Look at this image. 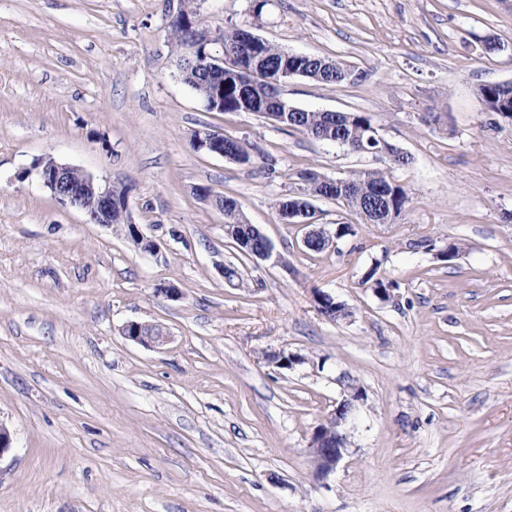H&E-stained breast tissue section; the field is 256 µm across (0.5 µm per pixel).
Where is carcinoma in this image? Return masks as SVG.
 <instances>
[{"mask_svg":"<svg viewBox=\"0 0 512 512\" xmlns=\"http://www.w3.org/2000/svg\"><path fill=\"white\" fill-rule=\"evenodd\" d=\"M171 39L180 54V71L183 81L202 100L210 102L216 112H245L249 109H266L278 116L276 123L302 133L314 140L337 143L347 150L361 151L383 149L372 135H380L372 116L365 112H318L310 110H289L288 102L276 100L267 94V89L282 80L304 77L312 81L340 85L348 80L350 69L342 63L321 56L305 58L291 56L288 52L261 39L249 37L252 26L232 25L222 34L224 62V93L219 100L212 97L213 84L208 76L196 69L189 53L194 39V29L178 17L168 21ZM482 105L490 111L512 114V94L486 84L478 88ZM302 196L288 195L277 201L284 223L289 224L288 208L308 207L315 199L326 197L343 204L359 217L364 224H373L372 210L385 208L389 222H394L406 210L410 201L407 189L394 180L386 171L352 173L330 183L320 180V174L302 170L297 174ZM224 198V233L232 240L241 253L246 250L239 240L250 236L248 221L235 198Z\"/></svg>","mask_w":512,"mask_h":512,"instance_id":"carcinoma-1","label":"carcinoma"}]
</instances>
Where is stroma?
<instances>
[{"instance_id":"stroma-1","label":"stroma","mask_w":512,"mask_h":512,"mask_svg":"<svg viewBox=\"0 0 512 512\" xmlns=\"http://www.w3.org/2000/svg\"><path fill=\"white\" fill-rule=\"evenodd\" d=\"M251 5L201 0L212 53L249 23L341 61L350 81L289 78L283 98L369 113L408 166L207 111L167 0H0V512H512V126L477 96L512 81V0H268L257 24ZM204 127L253 164L194 152ZM47 156L128 189L156 249L57 202L29 174ZM304 169L389 170L410 204L363 224L316 200L317 223L351 232L314 253L276 207ZM200 185L237 200L268 259L225 237ZM373 266L389 297L364 284ZM317 291L347 317L319 315ZM130 321L168 343L126 339ZM354 388L347 454L319 477L311 436Z\"/></svg>"}]
</instances>
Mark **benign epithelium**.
<instances>
[{
  "mask_svg": "<svg viewBox=\"0 0 512 512\" xmlns=\"http://www.w3.org/2000/svg\"><path fill=\"white\" fill-rule=\"evenodd\" d=\"M197 46L191 47L195 65L209 75L217 74L216 65L219 57L208 54H196ZM193 143L212 155H218L229 159L231 155L225 150L224 134L215 132L207 127L194 131ZM33 171L40 184L49 190L51 195L61 204L73 208L94 224L112 225V201L116 189L110 185L102 186L94 178L83 170L56 161L52 157H44L33 164ZM96 200L97 208L89 212L85 209L86 198ZM297 223L312 225L307 233L304 243L322 238L324 248L333 245V238L327 234L320 224H311V217L301 213L297 215ZM129 225L128 236L134 244L145 251L155 248L152 239L144 236L132 221ZM252 239L250 247L256 248L254 256L258 259H266L272 252V244L256 225H250ZM316 311L330 321H337L348 315L343 304L333 300V297L324 292H316L313 296ZM125 338L148 347L159 346L166 342L167 337L159 328L150 324L131 321L122 328ZM362 398V393L354 389L349 395L336 402V407L329 414L324 423L314 431L310 443V455L315 471L322 478L328 477L336 471L337 466L343 460L348 451L347 425L353 419L356 402Z\"/></svg>",
  "mask_w": 512,
  "mask_h": 512,
  "instance_id": "benign-epithelium-1",
  "label": "benign epithelium"
}]
</instances>
